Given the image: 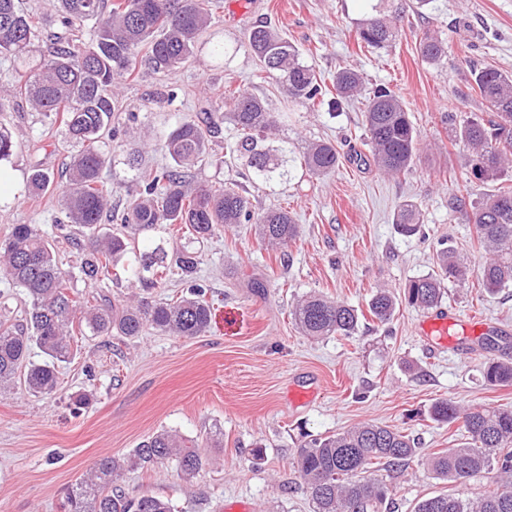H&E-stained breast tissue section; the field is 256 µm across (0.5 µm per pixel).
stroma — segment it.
<instances>
[{
    "label": "stroma",
    "mask_w": 512,
    "mask_h": 512,
    "mask_svg": "<svg viewBox=\"0 0 512 512\" xmlns=\"http://www.w3.org/2000/svg\"><path fill=\"white\" fill-rule=\"evenodd\" d=\"M221 0L211 29L221 42L241 37L265 22L297 46L317 75L331 78L351 67L363 78V92L384 84L404 99L420 134L419 158L406 173L389 176L370 160L362 106L352 102L333 114L305 108L265 77L258 61L240 50L228 61L198 52L172 74L140 66L133 77L116 80V136L105 171L112 204L123 208L129 189L167 158L155 143L178 118L201 108L225 111L226 87L262 99L282 114L279 138L303 152L314 141L335 144L339 161L320 176H296L269 187L254 183L241 161L224 154L236 137L223 124L210 155L192 184L228 186L247 192L256 213L283 207L300 233L285 250L263 245L250 224L217 231L198 244L202 261L195 274L213 302L209 329L183 338L146 330L142 336H82L78 353L59 369L55 394L34 396L23 378L0 392V512H60L67 489L96 460L120 459L155 432L175 430L187 437L218 435L209 465L195 477L154 466L126 473L130 494L171 499L175 512H313L298 473L290 465L302 433L332 435L362 422L388 425L418 438L425 452L453 448L464 440L459 425L439 426L424 413L439 398L463 407L512 406V385H488L486 358L512 360V287L494 295L469 285L449 284L443 307L495 324L494 349L484 333L457 336L470 349L424 346L420 334L426 311L401 307L390 324L362 319L349 338L311 339L292 323L295 298L310 292L366 309L381 289L400 292L410 279L435 271L437 242L448 238L470 267L485 259L467 211L495 190V183L466 180L468 146L448 130L452 112L485 113L471 88L473 68L512 73V0H247L235 16ZM381 10L398 21L391 47L359 46V22ZM438 33L448 46L438 63L422 60L423 32ZM0 127L15 141L7 168L25 182L30 167L51 171L59 189L38 203L23 197L0 199V238L11 225L34 224L55 240L64 269L79 266L82 252L72 237L77 227L59 230L60 189L75 152L61 127L16 100L0 112ZM416 204L424 230L400 235L393 224L401 204ZM87 392L89 405L75 408L74 395ZM262 448V459L252 451ZM390 512H413L423 499L465 493L478 498L496 489L495 472L459 484L439 479L414 460L394 472Z\"/></svg>",
    "instance_id": "stroma-1"
}]
</instances>
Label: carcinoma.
Wrapping results in <instances>:
<instances>
[{"label": "carcinoma", "instance_id": "carcinoma-1", "mask_svg": "<svg viewBox=\"0 0 512 512\" xmlns=\"http://www.w3.org/2000/svg\"><path fill=\"white\" fill-rule=\"evenodd\" d=\"M61 23L71 35L97 20L92 42L80 49L70 41L51 42L34 70L24 65L39 21L25 12L21 0H0V57L17 62L10 87L0 94V110L12 97L25 99L31 108L59 121L77 147L66 168L68 190L63 218L57 224H77L94 231L101 224H120L123 231L91 235L83 245L79 273L88 280L109 273L114 262L133 252L134 234L160 225L180 226L182 234L203 241L227 224H254L259 239L271 246H286L299 235V225L283 209L255 214L249 197L233 187L214 189L200 184L185 188L192 169L207 154L210 138L228 119L238 132L229 145L230 154L251 169L263 184H286L294 174L288 141L264 147L261 142L278 124L263 101L242 92L229 95L232 111L207 113L201 120L177 121L161 139L170 163L156 168L138 189L129 194L122 214L112 211V194L102 172L109 162L105 138L116 99L115 77L136 70L141 50L157 72H173L186 63L211 27L219 0H54ZM400 29L386 17L364 20L358 38L369 49H381L396 41ZM242 48L260 62L267 78L276 81L290 102L301 106L328 103L340 109L362 87L353 69L336 72L333 90L305 63L299 50L276 29L258 24L242 39L214 43L211 54L229 60ZM419 53L429 62H440L447 48L434 32L419 40ZM472 90L489 108L479 116L448 113L453 138L471 150L469 178L496 180L512 169V74L495 68L471 70ZM364 123L372 145V159L379 170L399 175L410 170L418 150V132L406 106L395 91L378 85L369 93ZM338 154L329 142H312L303 153L300 167L308 175L336 168ZM55 188V176L34 166L27 178V199L34 201ZM476 237L488 257L476 270L478 286L494 295L512 281V186H501L486 195L471 215ZM399 234L412 236L422 228L421 213L413 203L400 207L394 217ZM200 261L198 251L183 246L168 256L156 247L150 255L135 256L127 265L130 280L146 288H158L173 271L189 281L184 295L173 302L136 296L127 305L115 306L85 295L74 287L75 275L61 267L54 245L34 224H14L0 240V282L23 289L28 307L24 318L0 320V389L7 388L21 367L34 395H50L58 385L59 364L74 355V336H121L135 338L150 327L181 337L203 334L209 327L211 307L206 286L192 280ZM437 271L410 280L402 293L378 290L370 299V315L388 323L400 306L432 309L446 293L445 281L461 284L471 270L454 248L442 243L436 252ZM289 315L304 336L320 339L354 335L359 327L358 310L320 294L296 300ZM38 348L44 360H31ZM484 378L491 386L512 384V362L489 358ZM427 419L442 425L463 423L468 441L455 448L424 454L410 435L373 422L360 423L334 435L315 436L296 449L291 465L303 480L314 512H383L392 502V486L380 468L394 471L416 458H426L440 479L463 483L470 477L495 469L502 487L473 500L438 495L419 502L415 512H512V406L463 408L444 399L433 402ZM199 440L161 430L121 460L103 457L68 488L64 512H174L171 500L149 494L130 495L121 489L124 472L149 465L172 466L184 478H192L207 463Z\"/></svg>", "mask_w": 512, "mask_h": 512}]
</instances>
